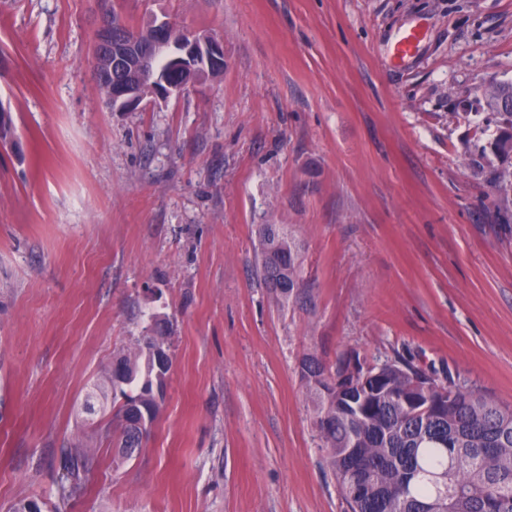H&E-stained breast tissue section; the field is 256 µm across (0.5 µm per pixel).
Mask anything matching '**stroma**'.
<instances>
[{"mask_svg": "<svg viewBox=\"0 0 512 512\" xmlns=\"http://www.w3.org/2000/svg\"><path fill=\"white\" fill-rule=\"evenodd\" d=\"M103 0H0V512H345L298 364L413 357L512 405V0H121L224 41V70L136 112L95 82ZM426 31L393 66L398 30ZM284 224L311 289L256 276ZM165 318L172 367L139 456L88 394ZM487 104L508 129L497 138L494 148L497 153L509 156L512 154V83L493 87L488 92ZM98 458L81 448H60L59 465L66 485H62L59 501L53 510L44 511L46 504L37 499L16 503L12 512H65L69 501L83 493L89 475L97 468Z\"/></svg>", "mask_w": 512, "mask_h": 512, "instance_id": "obj_1", "label": "stroma"}]
</instances>
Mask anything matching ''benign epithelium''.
Listing matches in <instances>:
<instances>
[{
  "label": "benign epithelium",
  "instance_id": "7a95c632",
  "mask_svg": "<svg viewBox=\"0 0 512 512\" xmlns=\"http://www.w3.org/2000/svg\"><path fill=\"white\" fill-rule=\"evenodd\" d=\"M166 54L178 73L177 80L158 86L149 79L146 61ZM95 60L100 78L121 74L112 84L107 101L114 112H130L144 101H165L179 96L205 80V75L224 69V44L215 36L201 34L168 18L151 19L141 33L126 31L123 15L114 10L102 18L95 35Z\"/></svg>",
  "mask_w": 512,
  "mask_h": 512
}]
</instances>
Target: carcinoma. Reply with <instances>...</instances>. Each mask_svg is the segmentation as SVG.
Segmentation results:
<instances>
[{"mask_svg": "<svg viewBox=\"0 0 512 512\" xmlns=\"http://www.w3.org/2000/svg\"><path fill=\"white\" fill-rule=\"evenodd\" d=\"M488 106L506 126L494 148L512 154V83L488 92ZM259 278L283 303L305 305L300 248L282 224L258 228ZM137 346L115 355L108 370L121 403L111 424L118 457L139 453L147 427L140 418L160 404L165 387L153 349L169 338L168 322L151 316ZM300 378L313 408L314 428L348 512H512V405L498 403L451 376L441 380L411 360L370 364L354 351L333 363L303 355ZM99 464L95 454L63 447L66 485L51 512H66Z\"/></svg>", "mask_w": 512, "mask_h": 512, "instance_id": "obj_1", "label": "carcinoma"}]
</instances>
